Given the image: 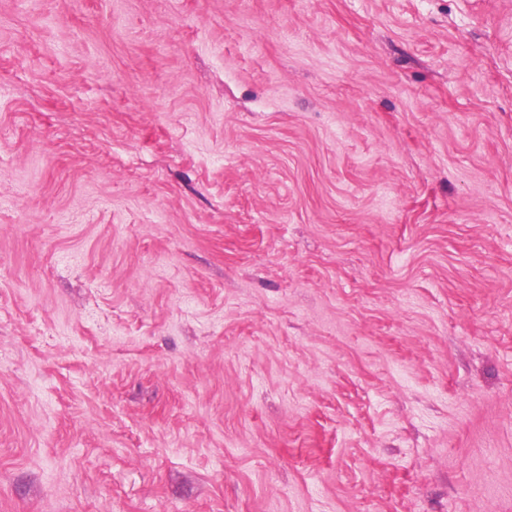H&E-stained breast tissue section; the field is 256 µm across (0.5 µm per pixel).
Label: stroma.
Returning <instances> with one entry per match:
<instances>
[{"label": "stroma", "instance_id": "stroma-1", "mask_svg": "<svg viewBox=\"0 0 512 512\" xmlns=\"http://www.w3.org/2000/svg\"><path fill=\"white\" fill-rule=\"evenodd\" d=\"M0 512H512V0H0Z\"/></svg>", "mask_w": 512, "mask_h": 512}]
</instances>
